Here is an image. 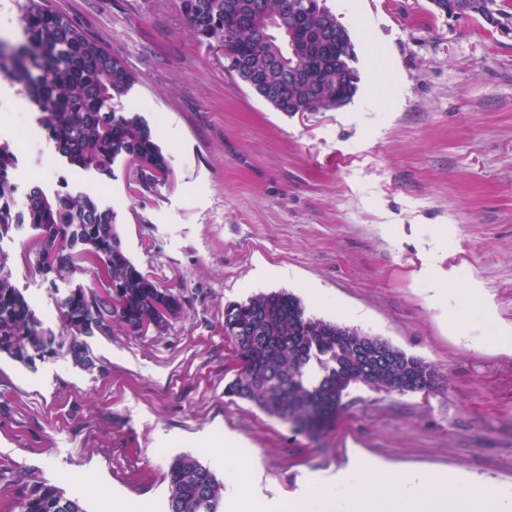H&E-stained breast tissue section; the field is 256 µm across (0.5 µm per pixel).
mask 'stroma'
<instances>
[{
  "label": "stroma",
  "instance_id": "35a3bbf8",
  "mask_svg": "<svg viewBox=\"0 0 512 512\" xmlns=\"http://www.w3.org/2000/svg\"><path fill=\"white\" fill-rule=\"evenodd\" d=\"M355 45L358 91L327 112H279L200 45L178 0H51L136 82L121 107L169 162L146 188L69 165L36 114L0 112L17 149L14 203L32 186L91 192L112 208L129 258L179 294L163 333L116 327L88 340L93 369L58 355H0V512L46 482L86 512H163L167 471L198 456L286 512L312 484L376 462L462 474L512 491V36L433 13L430 0H327ZM34 232L0 241L12 281L59 331L56 284L30 272ZM285 290L308 315L435 363L442 384L387 393L349 386L318 438L225 397L238 358L224 306Z\"/></svg>",
  "mask_w": 512,
  "mask_h": 512
}]
</instances>
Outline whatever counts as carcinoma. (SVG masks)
<instances>
[{"mask_svg": "<svg viewBox=\"0 0 512 512\" xmlns=\"http://www.w3.org/2000/svg\"><path fill=\"white\" fill-rule=\"evenodd\" d=\"M188 27L199 42L216 49L237 68L261 73L276 86L270 105L278 112H325L350 103L358 91L356 70L336 68L354 53L352 39L336 41V14L326 0H179ZM434 12L455 19L483 20L495 31L512 33V13L503 0H431ZM22 41L10 67H0L37 112V123L57 153L77 168L107 177L119 158L133 164L151 187L165 178L168 161L150 126L137 114L116 108L136 77L125 62L90 39L48 0H16ZM269 16L283 36L304 43L299 72L288 80V45L265 40L259 30ZM17 157L0 142V242L19 224L37 231L31 263L35 275L67 279L93 276L58 304L64 336L45 328L11 280L9 257L0 251V354L25 365L63 351L77 366L90 359L87 339L94 327L106 335L122 327L146 333L158 322L162 303L182 306L171 290L143 272L125 253L112 210L86 193L47 194L30 189L26 205L14 207ZM224 336L240 366L224 396L254 404L295 433L315 437L336 416L343 392L363 384L387 392L426 391L441 375L436 366L390 342L336 322L306 314L286 291H271L224 306ZM166 512H222L224 484L200 458L183 454L168 470ZM15 512H86L78 497L35 482L14 504Z\"/></svg>", "mask_w": 512, "mask_h": 512, "instance_id": "obj_1", "label": "carcinoma"}]
</instances>
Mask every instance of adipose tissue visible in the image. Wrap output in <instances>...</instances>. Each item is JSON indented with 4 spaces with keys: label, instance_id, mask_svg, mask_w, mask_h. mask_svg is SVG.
Here are the masks:
<instances>
[{
    "label": "adipose tissue",
    "instance_id": "1",
    "mask_svg": "<svg viewBox=\"0 0 512 512\" xmlns=\"http://www.w3.org/2000/svg\"><path fill=\"white\" fill-rule=\"evenodd\" d=\"M505 494L498 487L474 488L418 474H395L387 484L349 481L339 487L316 485L292 512H501Z\"/></svg>",
    "mask_w": 512,
    "mask_h": 512
}]
</instances>
